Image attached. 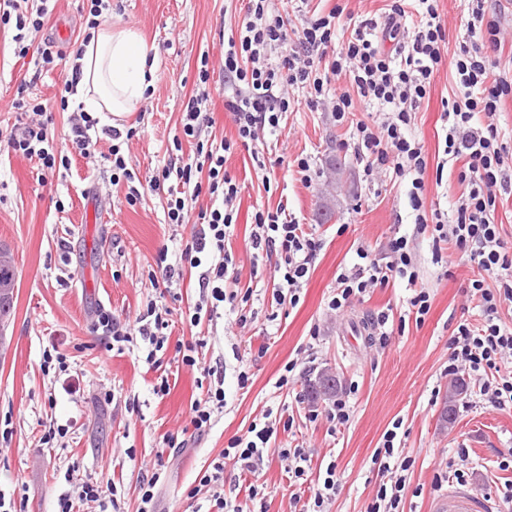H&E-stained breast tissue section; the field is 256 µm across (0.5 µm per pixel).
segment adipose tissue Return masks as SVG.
Instances as JSON below:
<instances>
[{
    "label": "adipose tissue",
    "instance_id": "obj_1",
    "mask_svg": "<svg viewBox=\"0 0 512 512\" xmlns=\"http://www.w3.org/2000/svg\"><path fill=\"white\" fill-rule=\"evenodd\" d=\"M78 64L75 104L94 116L107 112L122 119L153 87L158 57L136 31L101 27L93 31Z\"/></svg>",
    "mask_w": 512,
    "mask_h": 512
}]
</instances>
